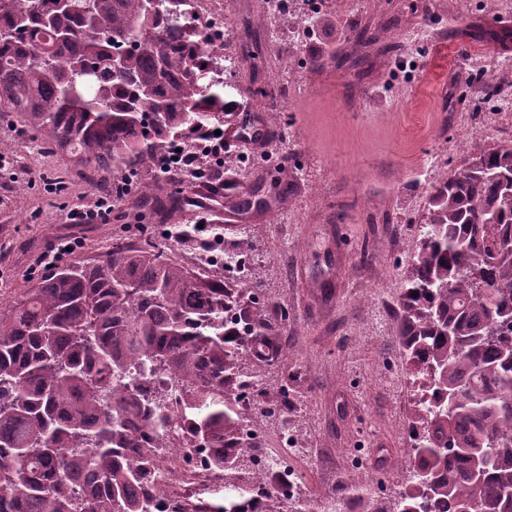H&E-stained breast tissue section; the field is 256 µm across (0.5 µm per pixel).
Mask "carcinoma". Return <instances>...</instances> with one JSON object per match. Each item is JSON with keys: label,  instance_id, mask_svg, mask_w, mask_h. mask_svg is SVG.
<instances>
[{"label": "carcinoma", "instance_id": "cac0c4a2", "mask_svg": "<svg viewBox=\"0 0 512 512\" xmlns=\"http://www.w3.org/2000/svg\"><path fill=\"white\" fill-rule=\"evenodd\" d=\"M170 8L0 0V117L20 116L32 141L91 177L156 162L153 130L178 137L229 118L238 85L200 83L219 47ZM258 288L203 279L150 242H116L99 263L0 302V512H158L154 439L174 384L228 487L203 512H247L270 478L238 484L256 444L238 440L248 417L237 392L258 387L288 320L266 315ZM398 323L417 389L401 449L409 489L393 512H512V143L475 142L430 192ZM471 448L490 453L478 479Z\"/></svg>", "mask_w": 512, "mask_h": 512}]
</instances>
